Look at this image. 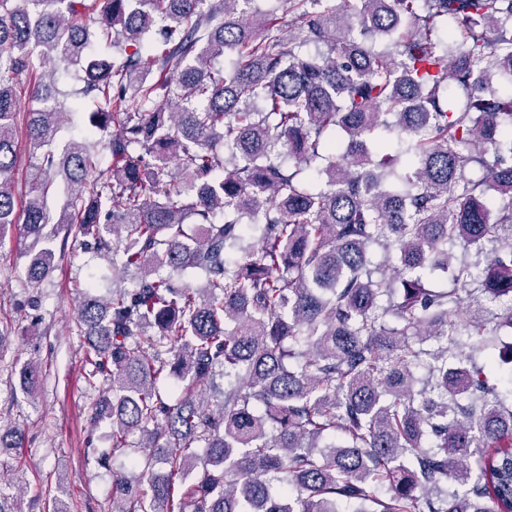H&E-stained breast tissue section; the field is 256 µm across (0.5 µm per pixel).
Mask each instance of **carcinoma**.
<instances>
[{"instance_id":"obj_1","label":"carcinoma","mask_w":512,"mask_h":512,"mask_svg":"<svg viewBox=\"0 0 512 512\" xmlns=\"http://www.w3.org/2000/svg\"><path fill=\"white\" fill-rule=\"evenodd\" d=\"M253 2L0 0V242L23 123L32 247L90 235L138 272L79 305L90 422L112 420L96 463L140 469L110 512H512V345L458 356L512 330V0ZM71 66L105 169L85 139L51 149ZM53 268L38 248L23 283Z\"/></svg>"}]
</instances>
